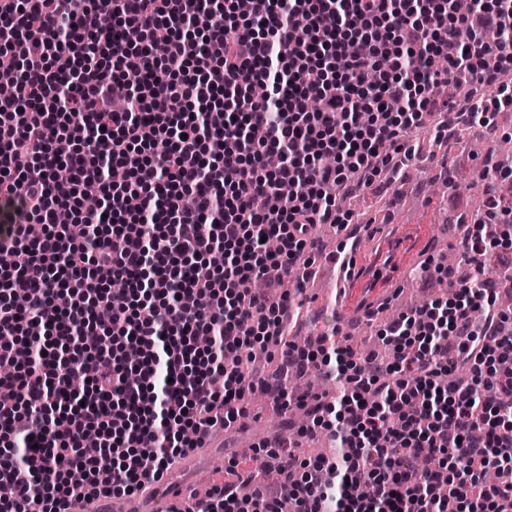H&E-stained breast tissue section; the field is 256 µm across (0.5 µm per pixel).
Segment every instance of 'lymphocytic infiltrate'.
Listing matches in <instances>:
<instances>
[{
	"label": "lymphocytic infiltrate",
	"mask_w": 512,
	"mask_h": 512,
	"mask_svg": "<svg viewBox=\"0 0 512 512\" xmlns=\"http://www.w3.org/2000/svg\"><path fill=\"white\" fill-rule=\"evenodd\" d=\"M511 69L512 0L464 13L454 0H0V71L21 75L0 101V364L16 366L0 373V512L136 494L234 427L244 359L272 347L344 377L302 428L325 430L336 459L278 446L279 489L248 497L231 461L187 512H512V377L498 367L512 336L485 269L499 244L487 227L512 214L496 191L507 172L484 167L486 206L462 242L472 272L450 304L387 326L392 363L298 346L289 292L240 289L271 267L292 280L308 226L350 223L340 188L397 177L413 130L443 143L458 119L488 129L512 111ZM128 71L138 82L114 95ZM286 184L287 206L265 207ZM219 248L223 266L201 273ZM463 366L470 379L451 380Z\"/></svg>",
	"instance_id": "lymphocytic-infiltrate-1"
}]
</instances>
